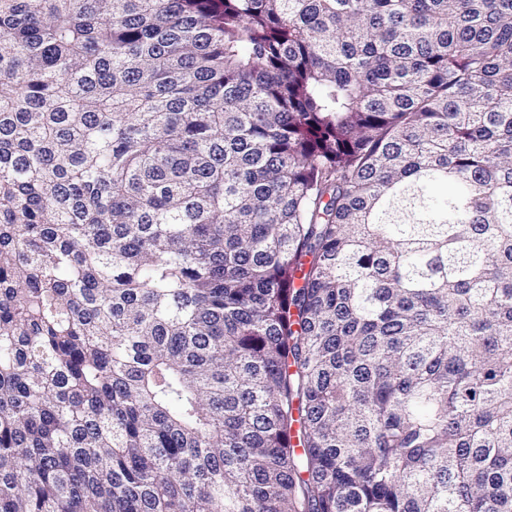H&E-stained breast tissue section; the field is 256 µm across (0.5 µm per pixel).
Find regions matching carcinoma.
I'll use <instances>...</instances> for the list:
<instances>
[{
  "label": "carcinoma",
  "mask_w": 512,
  "mask_h": 512,
  "mask_svg": "<svg viewBox=\"0 0 512 512\" xmlns=\"http://www.w3.org/2000/svg\"><path fill=\"white\" fill-rule=\"evenodd\" d=\"M0 512H512V0H0Z\"/></svg>",
  "instance_id": "cac0c4a2"
}]
</instances>
